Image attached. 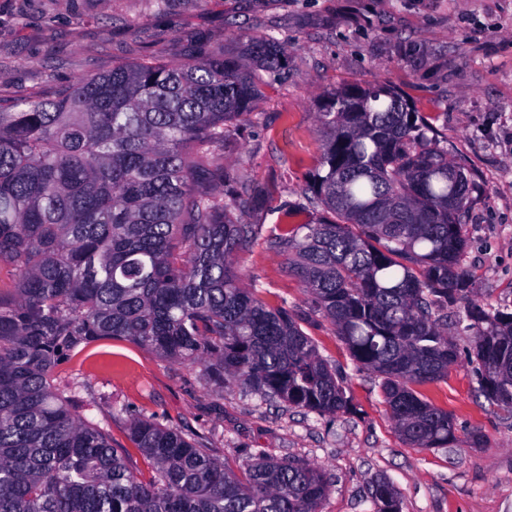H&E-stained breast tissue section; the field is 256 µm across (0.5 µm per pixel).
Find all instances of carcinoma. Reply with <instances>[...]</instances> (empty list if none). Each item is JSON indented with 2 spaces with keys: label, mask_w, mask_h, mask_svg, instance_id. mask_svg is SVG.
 Returning <instances> with one entry per match:
<instances>
[{
  "label": "carcinoma",
  "mask_w": 512,
  "mask_h": 512,
  "mask_svg": "<svg viewBox=\"0 0 512 512\" xmlns=\"http://www.w3.org/2000/svg\"><path fill=\"white\" fill-rule=\"evenodd\" d=\"M244 56L273 78L284 48L255 36ZM261 88L237 55L198 43L177 65L119 63L57 86L47 98L0 104V512H320L328 492L310 463L254 455L228 469L199 441L152 419L125 455L55 386L56 367L114 338L202 365L264 397L320 415L351 411L340 374L302 329V310H271L240 282L238 253L261 205L247 181L213 164ZM321 153L306 185L321 209L275 238L285 271L330 321L352 360L382 378L402 438L417 448L457 441L453 415L414 386L457 361L443 311L468 293L461 218L473 190L448 142L386 85L324 94ZM468 357L485 398L512 407V313L467 305ZM375 512H400L382 477Z\"/></svg>",
  "instance_id": "carcinoma-1"
}]
</instances>
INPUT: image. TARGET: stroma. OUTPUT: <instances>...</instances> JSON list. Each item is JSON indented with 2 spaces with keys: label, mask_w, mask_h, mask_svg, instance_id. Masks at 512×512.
I'll return each instance as SVG.
<instances>
[{
  "label": "stroma",
  "mask_w": 512,
  "mask_h": 512,
  "mask_svg": "<svg viewBox=\"0 0 512 512\" xmlns=\"http://www.w3.org/2000/svg\"><path fill=\"white\" fill-rule=\"evenodd\" d=\"M274 35L288 50L280 81L266 83L236 140L214 148L216 165L262 190L244 215L259 225L237 256L246 287L269 308L307 309L311 298L269 246L318 164L317 113L324 91L348 83L400 90L465 163L479 186L464 218L460 264L487 310H512V0H0V101L46 97L62 83L146 57L180 63L194 45L241 53L248 35ZM463 305L448 310L460 355L445 379L419 393L450 412L457 441L415 448L400 437L379 377L359 368L333 325L304 331L343 377L355 411L321 416L229 385L204 368L163 358L123 339L98 342L55 370L76 383L82 413L126 449L134 470L151 464L130 440L136 418L204 437L235 468L250 456L315 464L330 490L321 512H373L369 483L385 477L401 512H512V409L489 404L467 355L473 339ZM482 447L469 443L472 431Z\"/></svg>",
  "instance_id": "stroma-1"
}]
</instances>
